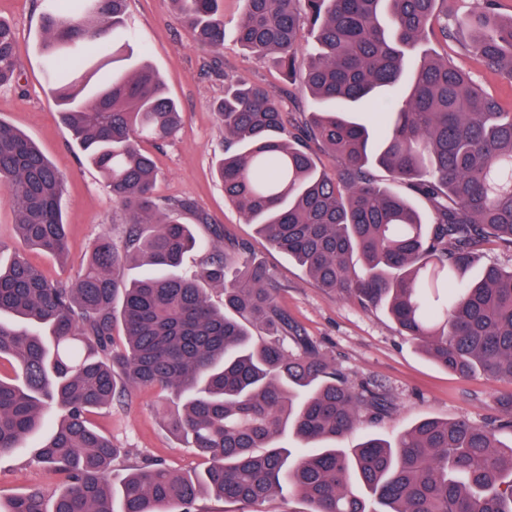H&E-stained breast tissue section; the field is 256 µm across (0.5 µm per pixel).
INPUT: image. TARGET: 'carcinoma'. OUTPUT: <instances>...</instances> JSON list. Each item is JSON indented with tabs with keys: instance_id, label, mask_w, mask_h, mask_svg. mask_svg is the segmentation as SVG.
Returning <instances> with one entry per match:
<instances>
[{
	"instance_id": "cac0c4a2",
	"label": "carcinoma",
	"mask_w": 512,
	"mask_h": 512,
	"mask_svg": "<svg viewBox=\"0 0 512 512\" xmlns=\"http://www.w3.org/2000/svg\"><path fill=\"white\" fill-rule=\"evenodd\" d=\"M43 14L45 77L89 165L129 216L123 250L100 235L74 282L49 280L18 251L0 262V455L31 453L63 489L40 487L0 512H209L204 496L297 497L305 512H512V399L492 423L425 418L395 439L338 442L391 409L382 386L353 384L301 335L280 289L244 244L218 249L180 221L192 208L155 194L144 142H163L180 113L145 61L85 97L64 74L79 49L123 57L127 0H55ZM194 41L224 44L223 0H174ZM438 27L463 54L512 83V15L497 0L448 14V0H243L237 40L299 80L321 110L290 122L263 86L238 79L216 107V173L246 223L321 288L387 309L401 332L463 378L512 380V268L481 266L490 243L512 251V113L446 57L421 49ZM317 49L299 60L301 31ZM14 28L0 21V86L18 81ZM371 103L381 123L354 120ZM337 157L318 168L314 148ZM379 167L431 204L376 181ZM64 180L27 137L0 121V204L21 245L66 255ZM196 247L215 256L180 270ZM361 262V270L355 263ZM132 262L148 267L126 282ZM224 291L215 306L207 288ZM171 396L163 426L206 458L179 475L158 460L107 481L127 451L88 421L131 388ZM56 407L62 418L44 430ZM41 435L32 447L29 438ZM304 446L296 456L283 438Z\"/></svg>"
}]
</instances>
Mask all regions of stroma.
<instances>
[{"label": "stroma", "instance_id": "obj_1", "mask_svg": "<svg viewBox=\"0 0 512 512\" xmlns=\"http://www.w3.org/2000/svg\"><path fill=\"white\" fill-rule=\"evenodd\" d=\"M49 6V0H0V19L16 30L20 72L18 84L0 86V120L31 138L64 179L68 259L62 262L38 251L29 252L28 257L50 279L71 282L102 233H110L114 243L122 242L127 213L113 201L97 171L84 162L48 90L39 45L41 16ZM241 11V0H224V45L212 52L193 42L172 0H128L126 27L133 34V56L149 60L181 112V123L170 139L145 145L158 169V195L191 202L193 210L182 220L193 225L199 238L211 239L213 230L218 229L226 242L247 243L279 282L277 301L302 335L351 382L371 381L387 391L392 411L380 420L364 421L345 438L344 447L357 445L371 433L393 439L423 418L490 422L498 415V401L512 396V381L481 376L462 379L436 365L414 340L401 334L385 309H365L352 299L318 287L225 199L215 173L224 138L215 105L224 96L225 76L263 84L289 118L316 108L300 83L286 80L272 61L247 53L237 43L234 32ZM424 46L471 70L486 92L504 108H512V84L463 55L457 43L434 33L428 35ZM200 214L205 223H197ZM166 405L157 390L142 388L132 390L125 402L91 414L94 425L111 436L117 447L129 451L128 458L112 465L113 485L121 484L128 461L146 456L184 474L204 471L205 460L163 427L159 414ZM34 485L48 493L56 488L54 479L30 465L26 456L0 457L1 499Z\"/></svg>", "mask_w": 512, "mask_h": 512}]
</instances>
